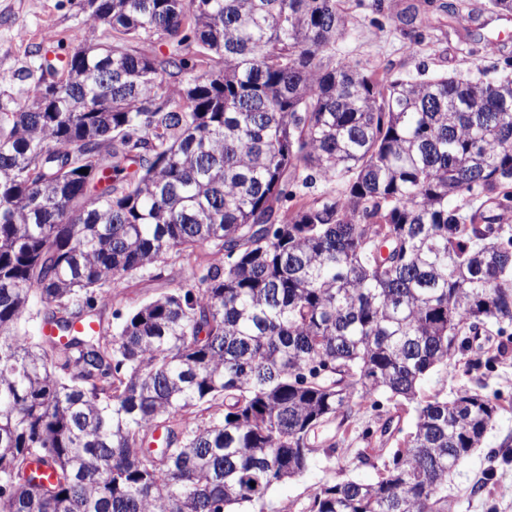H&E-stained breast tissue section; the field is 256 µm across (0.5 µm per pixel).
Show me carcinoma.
<instances>
[{"label": "carcinoma", "instance_id": "carcinoma-1", "mask_svg": "<svg viewBox=\"0 0 512 512\" xmlns=\"http://www.w3.org/2000/svg\"><path fill=\"white\" fill-rule=\"evenodd\" d=\"M341 2L81 0L112 40L0 112V512H276L377 394V480L299 512H448L500 406L418 387L512 326V78L369 72ZM436 9L478 29L512 0ZM173 253L191 277L106 330L98 297Z\"/></svg>", "mask_w": 512, "mask_h": 512}]
</instances>
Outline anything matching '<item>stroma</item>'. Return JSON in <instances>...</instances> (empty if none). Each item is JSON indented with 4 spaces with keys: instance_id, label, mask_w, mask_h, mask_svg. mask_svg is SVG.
Returning a JSON list of instances; mask_svg holds the SVG:
<instances>
[{
    "instance_id": "obj_1",
    "label": "stroma",
    "mask_w": 512,
    "mask_h": 512,
    "mask_svg": "<svg viewBox=\"0 0 512 512\" xmlns=\"http://www.w3.org/2000/svg\"><path fill=\"white\" fill-rule=\"evenodd\" d=\"M421 0H345L349 25L336 40L337 55L366 68L387 70L403 78L426 79L448 75L495 80L512 77V13L488 12L477 36L453 29L446 15L427 11L422 38L411 44L401 32L397 17ZM66 41L81 34L95 42L111 40L106 28L88 29L77 0H0V111L10 112L32 89V75L41 63L33 46L45 33ZM497 41L495 53L486 44ZM30 70L28 79H17L19 69ZM189 267L171 259L161 281L122 278L112 286L114 308L128 311L168 285L188 278ZM425 395L452 398L469 390L497 397L501 405L479 448L466 465L448 479V512H512V327L503 335L471 339L470 347L455 352L446 363L429 372L421 383ZM377 406L361 410L349 422V434L338 450V463L317 457L300 477L274 485L268 499L278 512L305 502L319 485L338 479L373 481L376 471L356 459L363 430L373 426L390 404L378 396Z\"/></svg>"
}]
</instances>
